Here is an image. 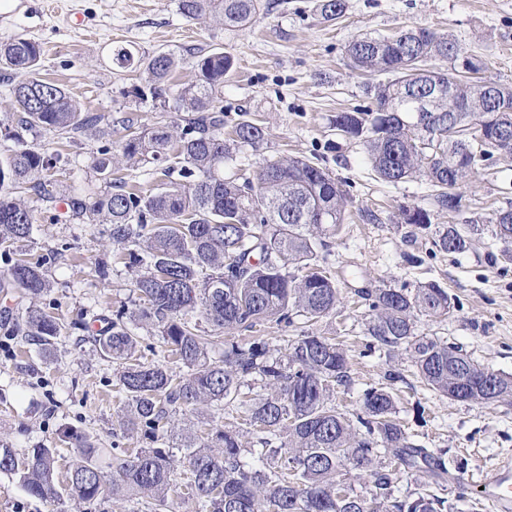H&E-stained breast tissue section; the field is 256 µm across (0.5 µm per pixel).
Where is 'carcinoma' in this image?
<instances>
[{
  "label": "carcinoma",
  "mask_w": 512,
  "mask_h": 512,
  "mask_svg": "<svg viewBox=\"0 0 512 512\" xmlns=\"http://www.w3.org/2000/svg\"><path fill=\"white\" fill-rule=\"evenodd\" d=\"M261 0H177L178 12L189 19L216 16L224 28H244L256 21ZM326 21L342 18L346 0H319ZM352 67L385 82L366 87L376 103L371 112H340L334 119L338 134L361 139L377 178L387 183L422 177L433 188L437 205L450 212L461 207L459 184L482 164L466 130L467 118L480 114L497 127L495 117H512V85L469 78L483 63L448 35L427 27H411L395 35H362L348 45ZM38 43L17 37L0 44V64L8 68L39 69ZM178 61L157 52L142 62L148 83L132 93L161 109L184 113L182 123L139 131L129 121L122 155L137 167L161 166L168 187L142 195L110 178L112 158L100 151L94 162L106 176L104 188L86 198H70L74 216L103 217L109 237L125 246L130 266L140 269L134 288L138 299L134 318L121 314L97 331L100 354L117 365L118 393L124 395L125 431L150 440L153 446L130 454H112L101 464L103 449L87 435L70 432L79 456L67 478V494L89 506L105 495L117 500L147 497L152 512H168V492L178 463L186 464L183 485L197 512H446V500L425 492L412 497L394 494L393 478L380 457L390 454L406 468L447 473L441 456L411 444L396 418L391 388L364 390L361 412L350 418L332 397L351 385L350 363L340 344L313 332L288 341L284 349L252 336L246 343L233 333L254 332L268 322L290 325L302 316L315 324L336 309L340 292L329 269L320 263L325 237L340 229L346 197L340 183L319 164L303 159L267 161L252 181L224 176V161L239 148L258 147L264 128L249 120L237 123L233 138L224 139V108L220 105L224 75L234 66L229 52L197 55L196 77L172 88L170 77ZM439 89L432 108L448 114V95L460 113L453 141H441L431 161L419 155V143L431 135L425 125L413 132L417 98ZM16 122H0V136L15 147L0 154V246L28 239L35 223L33 211L13 197L28 188L52 199L49 171L53 159L28 144L26 135L49 131L70 139L94 129L101 116L82 108L60 86L33 78L11 89ZM492 218V233L512 243V207ZM402 220L431 231L429 213L402 209ZM433 244L448 253L469 248L466 232L455 224L434 231ZM0 288L15 289L21 299H34L50 288L44 265L14 261ZM370 300L366 334L368 348L378 347L390 358L410 355L416 375L428 389L463 402H488L497 389L512 397V376L479 364L462 348L416 333L417 316L440 317L454 307L446 289L424 283L413 290H359ZM207 322L205 330L201 322ZM158 329L162 344L181 374L147 360L136 333L141 325ZM62 324L34 306L5 331L7 336L31 338L48 351ZM222 359L207 362L221 334ZM210 405L251 428L252 447L243 448L239 435L215 431L222 450L207 444L185 445L183 460L172 449L156 446L159 433L173 424L185 408ZM352 471L368 478L366 491L350 486L339 494L343 476ZM0 472L13 473L27 493L37 499H59L56 449L44 444L19 458L0 443Z\"/></svg>",
  "instance_id": "obj_1"
}]
</instances>
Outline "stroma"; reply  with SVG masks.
Listing matches in <instances>:
<instances>
[{"label":"stroma","mask_w":512,"mask_h":512,"mask_svg":"<svg viewBox=\"0 0 512 512\" xmlns=\"http://www.w3.org/2000/svg\"><path fill=\"white\" fill-rule=\"evenodd\" d=\"M264 2L258 20L242 30L225 29L211 17L185 18L175 0H23L12 22L0 24V43L22 36L42 48L37 73L12 69L0 80V119L14 111L12 85L34 77L61 86L83 110L103 116L95 129L74 140L51 132L30 139L58 158L56 191L51 200L24 194L36 222L14 252L45 259L51 288L36 305L64 328L50 353L21 336L9 337L0 351V441L21 456L38 444L55 448L61 478L78 460L73 445L63 442L64 432L90 434L106 449L137 447L122 428L115 365L101 357L91 333L76 328L95 315L135 311L136 273L125 250L112 244L106 225L84 216L68 218L58 202L102 188L92 162L104 145L111 148L113 177L145 195L165 186L161 174L126 166L122 120L133 118L145 130L177 122L180 115L131 97V88L143 84L145 76L138 67L118 68L112 61L116 49H128L137 59L174 53L175 81L182 85L194 79L193 51L220 47L235 57L221 95L225 129L245 117L266 130L259 147H242L225 162V175L248 177L265 161L299 157L325 165L349 200L341 230L326 239L342 304L313 325L300 317L291 326L266 325L264 336L276 347L285 337L310 331L342 343L352 384L335 399L347 413L358 411L363 391L383 382L388 366H395L402 375L394 385L399 421L412 443L444 454L448 466L444 482L422 470L395 469L396 489L403 495L428 491L444 497L448 512H488L477 482L500 459L512 457V399L449 400L417 380L407 356L390 362L383 352L368 350L369 309L357 292L438 283L454 307L440 318L418 317V332L462 346L478 363L512 374V261L499 258L504 243L487 232L475 234L467 251L450 254L433 247L430 233L403 223L401 216L403 207L418 206L436 227L488 222L512 202V161L473 174L459 188L461 212L451 215L436 205L426 181L379 180L362 141L337 135L333 121L337 113L372 105L367 78L352 71L346 57L348 43L363 33L422 26L452 35L484 61L485 80L512 85V0H348L344 17L332 22L321 17L318 0ZM225 425L207 407L189 408L176 416L162 441L179 447L185 438L203 439ZM57 488L60 500L41 501L26 493L17 475L0 472V512H86L84 504L65 496L63 481Z\"/></svg>","instance_id":"obj_1"}]
</instances>
